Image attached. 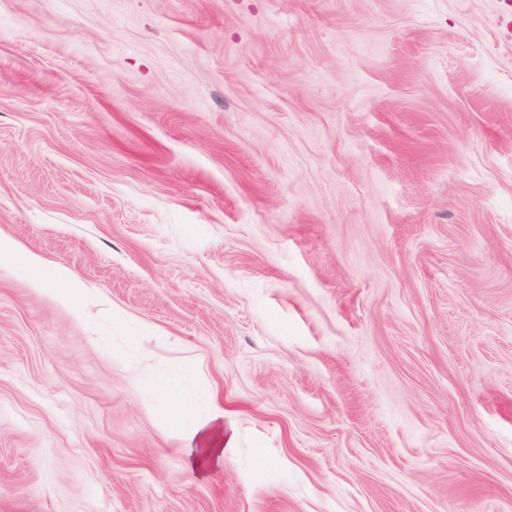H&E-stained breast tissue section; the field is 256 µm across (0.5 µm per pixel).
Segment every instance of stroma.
<instances>
[{
    "label": "stroma",
    "mask_w": 512,
    "mask_h": 512,
    "mask_svg": "<svg viewBox=\"0 0 512 512\" xmlns=\"http://www.w3.org/2000/svg\"><path fill=\"white\" fill-rule=\"evenodd\" d=\"M0 240V512H512L505 0H0Z\"/></svg>",
    "instance_id": "stroma-1"
}]
</instances>
